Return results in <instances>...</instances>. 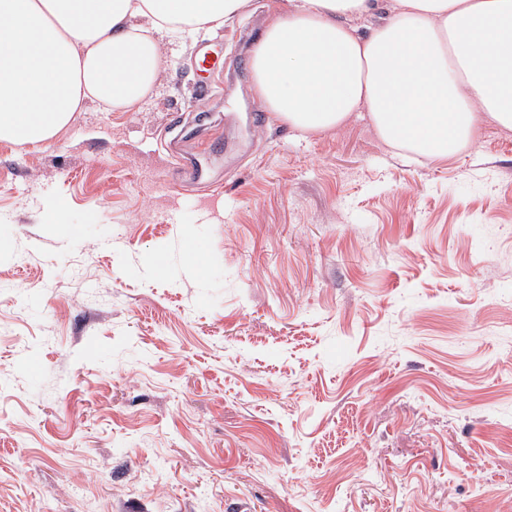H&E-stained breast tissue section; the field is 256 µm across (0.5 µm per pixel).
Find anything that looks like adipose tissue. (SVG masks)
I'll return each mask as SVG.
<instances>
[{
	"mask_svg": "<svg viewBox=\"0 0 512 512\" xmlns=\"http://www.w3.org/2000/svg\"><path fill=\"white\" fill-rule=\"evenodd\" d=\"M247 0H0V140L51 141L91 97L137 107L162 45ZM258 97L300 133L367 113L389 145L446 159L512 130V0H285L251 59Z\"/></svg>",
	"mask_w": 512,
	"mask_h": 512,
	"instance_id": "ef3b65f1",
	"label": "adipose tissue"
}]
</instances>
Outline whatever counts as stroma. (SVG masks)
I'll use <instances>...</instances> for the list:
<instances>
[{"label":"stroma","mask_w":512,"mask_h":512,"mask_svg":"<svg viewBox=\"0 0 512 512\" xmlns=\"http://www.w3.org/2000/svg\"><path fill=\"white\" fill-rule=\"evenodd\" d=\"M284 2L0 141V512H512V131L419 161L257 123Z\"/></svg>","instance_id":"1"}]
</instances>
